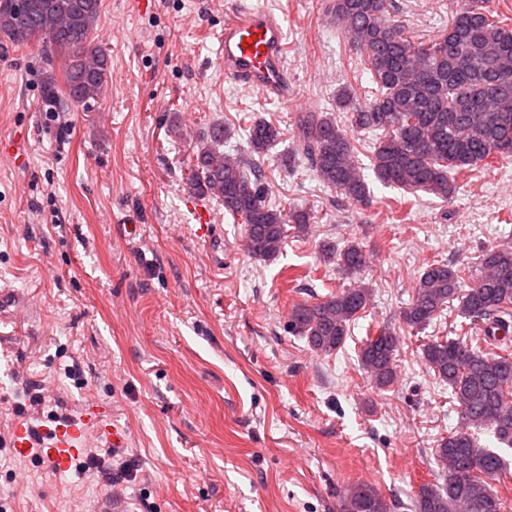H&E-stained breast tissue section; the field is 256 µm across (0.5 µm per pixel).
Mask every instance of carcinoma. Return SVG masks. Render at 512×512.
Returning a JSON list of instances; mask_svg holds the SVG:
<instances>
[{"mask_svg": "<svg viewBox=\"0 0 512 512\" xmlns=\"http://www.w3.org/2000/svg\"><path fill=\"white\" fill-rule=\"evenodd\" d=\"M101 0H0V36L15 45L42 41L63 60L66 90L47 80L42 102L55 109L64 99L89 109L109 75L106 49L92 39ZM331 13L344 36L361 52L378 94L362 107L350 90L338 93L348 127L328 112H307L294 132L292 156L305 161L330 191L364 203L369 189L354 159L351 133H376L371 165L378 181L408 193L454 197L455 176L496 160L512 161V23L489 0H456L448 31L427 46L405 35L392 16L390 0H331ZM281 137L265 119L246 130L245 150L224 152L231 129L214 122L194 151L189 189L218 200L244 224L248 250L258 260L276 259L288 237H305L310 215L284 212L264 196L261 161ZM320 258L354 277L366 266L355 240L317 245ZM372 291L355 282L293 306L288 332L321 355L338 351L351 324L370 305ZM476 340L433 339L422 358L435 379L458 403L464 425L437 441L446 466L441 481L420 488L411 512H504L490 481L506 473V461L469 432L490 428L512 448V246L482 251L477 268L466 270L434 260L418 274L412 298L401 308L404 328L423 330L450 304ZM400 333L382 325L368 336L359 363L373 386L395 385ZM394 504L375 487L359 483L343 497L341 512H392Z\"/></svg>", "mask_w": 512, "mask_h": 512, "instance_id": "carcinoma-1", "label": "carcinoma"}]
</instances>
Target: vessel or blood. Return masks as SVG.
<instances>
[{"label":"vessel or blood","instance_id":"obj_1","mask_svg":"<svg viewBox=\"0 0 512 512\" xmlns=\"http://www.w3.org/2000/svg\"><path fill=\"white\" fill-rule=\"evenodd\" d=\"M218 58L225 79L288 102L291 93L284 67L285 44L283 28L272 14L250 7L246 0H230ZM101 410L86 407L80 418L59 422L32 436L28 428L17 426L11 446L19 457L38 453L42 463L55 472L67 470L78 456L83 439L92 425H97ZM42 441L34 449V441Z\"/></svg>","mask_w":512,"mask_h":512}]
</instances>
